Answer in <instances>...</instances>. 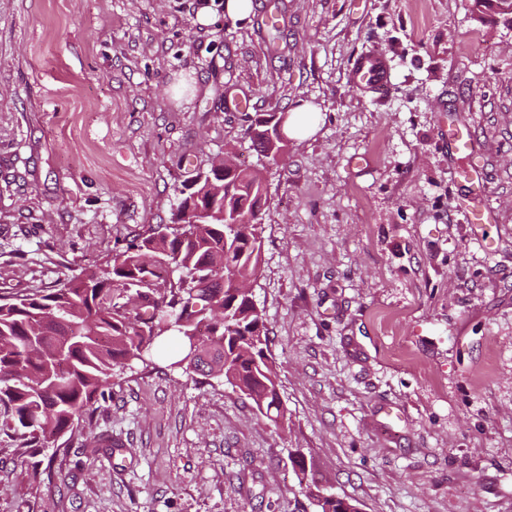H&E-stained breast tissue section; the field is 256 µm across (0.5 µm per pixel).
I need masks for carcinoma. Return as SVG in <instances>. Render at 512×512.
Masks as SVG:
<instances>
[{"mask_svg":"<svg viewBox=\"0 0 512 512\" xmlns=\"http://www.w3.org/2000/svg\"><path fill=\"white\" fill-rule=\"evenodd\" d=\"M272 115L248 129L256 150L267 145ZM265 193L257 168L224 171V196L197 212L201 182L183 195L173 223L158 225L115 250L103 264L55 288L0 295V432L11 436L18 465L59 439L84 435V422L116 373L166 353L171 366L224 379L266 417L285 418L277 371L267 356L262 310L231 283L257 278L262 263L258 209ZM294 464L319 512H358L318 487L305 457Z\"/></svg>","mask_w":512,"mask_h":512,"instance_id":"1","label":"carcinoma"}]
</instances>
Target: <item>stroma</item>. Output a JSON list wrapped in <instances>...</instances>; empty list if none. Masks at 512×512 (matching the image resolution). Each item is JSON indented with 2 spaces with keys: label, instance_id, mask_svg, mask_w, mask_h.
<instances>
[{
  "label": "stroma",
  "instance_id": "obj_1",
  "mask_svg": "<svg viewBox=\"0 0 512 512\" xmlns=\"http://www.w3.org/2000/svg\"><path fill=\"white\" fill-rule=\"evenodd\" d=\"M252 2L0 0V293L171 223L214 159L263 168L254 294L286 415L132 365L39 478L0 434V512H317L297 453L359 512H512V23L474 0ZM372 51L379 93L348 78ZM303 101L317 132L264 165L247 127ZM452 126L497 215L480 241ZM349 81L359 89L383 91L391 82V69L387 59L380 53L361 54L353 63ZM448 146L451 152L458 159L468 162L467 166L458 171L460 178L470 184V186L479 184L480 172L476 163V151L473 141L469 134H465L459 129L448 132Z\"/></svg>",
  "mask_w": 512,
  "mask_h": 512
}]
</instances>
